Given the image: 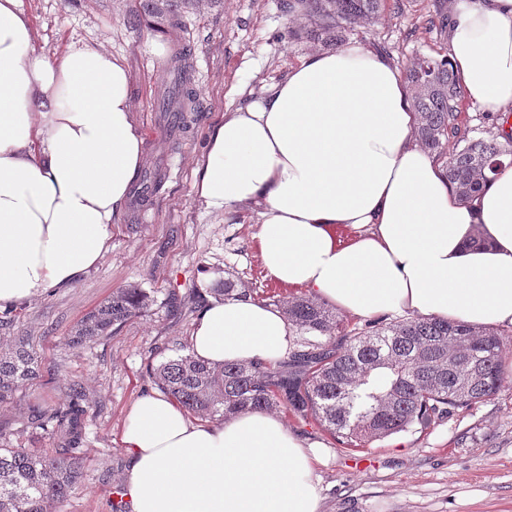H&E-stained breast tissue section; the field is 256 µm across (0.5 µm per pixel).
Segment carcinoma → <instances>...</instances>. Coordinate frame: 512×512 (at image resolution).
Returning <instances> with one entry per match:
<instances>
[{
  "label": "carcinoma",
  "instance_id": "obj_1",
  "mask_svg": "<svg viewBox=\"0 0 512 512\" xmlns=\"http://www.w3.org/2000/svg\"><path fill=\"white\" fill-rule=\"evenodd\" d=\"M195 0H134V16H145L169 32L181 29ZM383 0H288V11L307 21L305 33L326 35L338 46L351 25L379 19ZM190 50L174 58V92L168 112L194 110ZM419 115L416 141L445 163L448 179L463 198L477 193L487 173L511 157L512 137L490 127L471 135L459 124L464 97L448 56H424L406 68ZM452 150H447L448 143ZM210 293L226 300L254 296L225 280ZM153 299L143 288H122L89 312L66 343L81 347L145 311ZM296 332L288 356L209 366L188 345L149 369V377L185 411L224 421L246 410H285L312 418L345 447H365L416 425L468 408L496 394L505 383L506 343L493 330L463 321L429 317L369 322L346 329L326 304L299 296L281 306ZM0 346V403L38 375V356L27 336H5ZM67 407L41 414L67 436L65 449L35 452L0 446V512H50L81 484V445L87 406L69 392Z\"/></svg>",
  "mask_w": 512,
  "mask_h": 512
}]
</instances>
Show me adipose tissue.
I'll return each mask as SVG.
<instances>
[{"label": "adipose tissue", "mask_w": 512, "mask_h": 512, "mask_svg": "<svg viewBox=\"0 0 512 512\" xmlns=\"http://www.w3.org/2000/svg\"><path fill=\"white\" fill-rule=\"evenodd\" d=\"M448 58L465 103L512 112V0H454ZM130 82L98 47L38 52L19 0H0V307L71 287L107 252L144 155ZM417 123L391 56L315 51L225 113L195 189L225 217L253 210L268 276L346 314L510 327L512 166L462 199ZM295 347L282 311L251 298L210 301L190 338L213 366ZM122 441L130 512H319L324 449L274 414L196 423L147 395Z\"/></svg>", "instance_id": "obj_1"}]
</instances>
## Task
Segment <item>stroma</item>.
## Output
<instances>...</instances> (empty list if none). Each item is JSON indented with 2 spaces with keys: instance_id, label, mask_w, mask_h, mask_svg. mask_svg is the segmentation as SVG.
I'll return each instance as SVG.
<instances>
[{
  "instance_id": "35a3bbf8",
  "label": "stroma",
  "mask_w": 512,
  "mask_h": 512,
  "mask_svg": "<svg viewBox=\"0 0 512 512\" xmlns=\"http://www.w3.org/2000/svg\"><path fill=\"white\" fill-rule=\"evenodd\" d=\"M286 0H199L183 18L192 54L197 109L184 122L159 111L172 82L175 37L130 14L131 0H20L33 40L48 55L74 46L100 47L120 59L131 77L135 119L144 134L142 170L159 172L158 191L131 198L101 262L70 288L16 304L15 331L30 336L40 375L0 404V430L13 448H59V433L41 428V412L65 405L78 384L85 418L82 484L52 512H112L128 467L122 442L127 417L140 397L155 393L149 365L188 342L215 283L230 279L279 298L294 292L265 272L255 213L225 223L195 194V174L206 144L226 112L256 100L262 87L284 79L323 41L294 39L298 18ZM432 0H386L378 23L356 26L349 40L386 46L399 67L416 56L446 50V35L430 22ZM150 291L153 304L88 346L72 350L64 336L117 289ZM184 298L170 312L169 293ZM286 426L323 443L315 474L320 512H512V382L496 395L427 428H412L365 448L346 449L314 421L293 414Z\"/></svg>"
}]
</instances>
